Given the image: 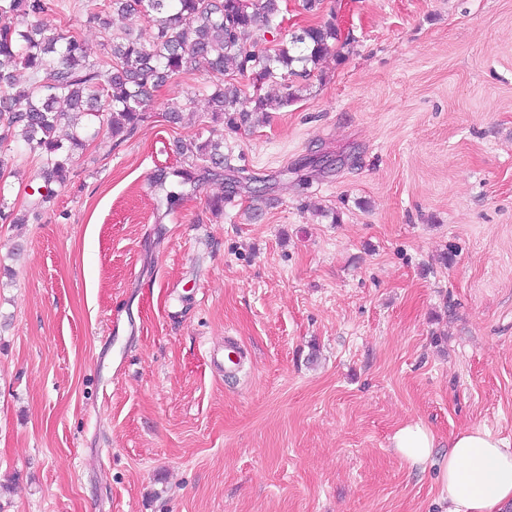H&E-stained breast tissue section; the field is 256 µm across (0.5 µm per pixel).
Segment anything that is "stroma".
I'll return each mask as SVG.
<instances>
[{
	"label": "stroma",
	"mask_w": 512,
	"mask_h": 512,
	"mask_svg": "<svg viewBox=\"0 0 512 512\" xmlns=\"http://www.w3.org/2000/svg\"><path fill=\"white\" fill-rule=\"evenodd\" d=\"M106 2L39 22L93 61L150 41ZM322 16L338 52L225 131L227 171L189 151L225 81L196 71L76 151L40 220L0 223V512H443L399 428L512 444V0H281L261 45ZM0 156L23 214L40 162ZM242 355V349L239 342L233 337H227L224 341V350L216 352L212 361L224 372H232L238 368Z\"/></svg>",
	"instance_id": "1"
}]
</instances>
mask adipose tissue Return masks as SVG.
<instances>
[{"label":"adipose tissue","mask_w":512,"mask_h":512,"mask_svg":"<svg viewBox=\"0 0 512 512\" xmlns=\"http://www.w3.org/2000/svg\"><path fill=\"white\" fill-rule=\"evenodd\" d=\"M393 446L409 465L425 464L435 438L425 426L401 427ZM445 512H512V446L488 430L471 427L454 434L438 462Z\"/></svg>","instance_id":"ef3b65f1"}]
</instances>
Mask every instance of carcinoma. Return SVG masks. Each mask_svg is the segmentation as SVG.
Instances as JSON below:
<instances>
[{
	"instance_id": "carcinoma-1",
	"label": "carcinoma",
	"mask_w": 512,
	"mask_h": 512,
	"mask_svg": "<svg viewBox=\"0 0 512 512\" xmlns=\"http://www.w3.org/2000/svg\"><path fill=\"white\" fill-rule=\"evenodd\" d=\"M121 16H144L155 25L150 43L126 34L108 44L107 59L89 60L82 37L68 29L51 35L38 25L47 0H0V129L16 136L22 148L41 159L48 188L34 198L31 211L49 203V184L66 181L73 150L101 129L112 135L132 133L145 116L151 92L201 67L249 76L256 90L247 95L236 82H225L211 95V123L238 130L260 112L276 110L294 100V93L271 98L259 85L277 78L273 63L288 75L307 77V64L317 63L337 39L333 19L302 29L291 48L270 54L259 47L260 31L278 15L279 0H110ZM302 63L299 71L291 69ZM29 71L30 82L17 85L15 71ZM85 114L96 125L82 138L73 133L69 144L57 136ZM203 171L224 168V138L197 146Z\"/></svg>"
}]
</instances>
